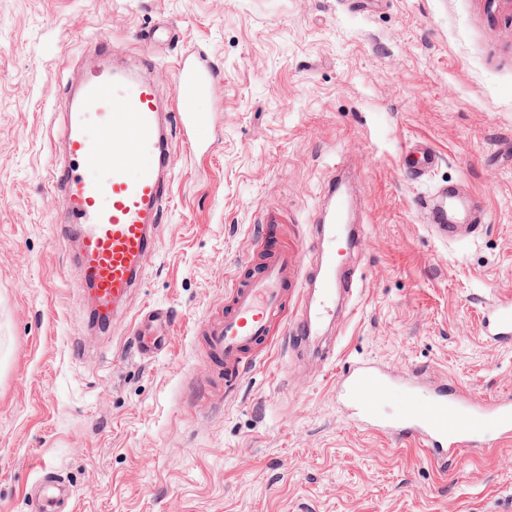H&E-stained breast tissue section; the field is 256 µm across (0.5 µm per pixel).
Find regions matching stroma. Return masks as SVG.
<instances>
[{
  "mask_svg": "<svg viewBox=\"0 0 512 512\" xmlns=\"http://www.w3.org/2000/svg\"><path fill=\"white\" fill-rule=\"evenodd\" d=\"M104 42L171 100L174 62L216 73L210 149L179 154L161 246L104 335L48 180L68 83ZM425 144L435 165H405ZM351 175L357 286L316 341L284 333L225 379L206 327L255 243L310 239L334 166ZM455 186L484 215L448 243L424 196ZM512 297V0H0V512H34L41 468L75 512H504L512 442L441 469L357 425L337 387L360 361L479 398L512 396V344L485 336ZM161 309L167 348L132 320ZM162 319L160 310L150 311L141 318L130 336L131 343L141 356L150 357L164 349V339L158 336L154 328V323Z\"/></svg>",
  "mask_w": 512,
  "mask_h": 512,
  "instance_id": "35a3bbf8",
  "label": "stroma"
}]
</instances>
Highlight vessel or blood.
Segmentation results:
<instances>
[{"mask_svg": "<svg viewBox=\"0 0 512 512\" xmlns=\"http://www.w3.org/2000/svg\"><path fill=\"white\" fill-rule=\"evenodd\" d=\"M175 70L177 82L168 104L149 76L100 63L85 68L78 92L68 97L61 137L69 163L51 166L50 184L65 196L58 223L65 238L75 242L73 261L102 321L140 287L143 264L160 247L154 229L161 221L178 150L194 155L211 144L210 117L197 111L196 102L208 95L214 73L185 57L178 59ZM173 120L181 132L176 145L167 135ZM460 206L444 189L428 204L430 227L441 239L458 238L460 227L452 213ZM346 208V197L332 194L330 221L316 228V266L302 269L294 252L267 247L259 272L234 283L231 305L223 320L211 325L206 339L226 373L245 369L246 354L280 315L290 284L299 282L312 291L303 316L290 328V341L299 344L320 334L334 312L338 290L353 288L352 279L340 274L344 256L355 244L341 237L339 220ZM162 318V312L150 311L134 329L131 342L141 356L164 349L154 328ZM484 329L490 339L511 343L512 302L492 301ZM395 381L380 366L359 362L343 372L338 389L362 425L419 443L440 468L490 439L512 438L511 398L474 401L444 384L423 391L405 386L403 413L383 418L371 398ZM41 498V512H64L71 502L69 489L48 477L42 480Z\"/></svg>", "mask_w": 512, "mask_h": 512, "instance_id": "1", "label": "vessel or blood"}]
</instances>
